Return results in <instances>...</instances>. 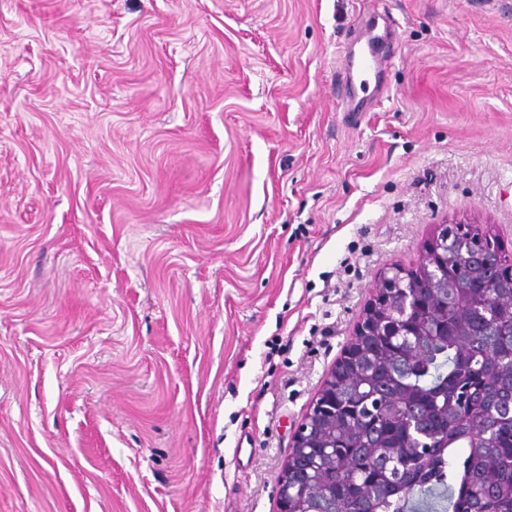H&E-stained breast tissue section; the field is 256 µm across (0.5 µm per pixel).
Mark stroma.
<instances>
[{"mask_svg": "<svg viewBox=\"0 0 512 512\" xmlns=\"http://www.w3.org/2000/svg\"><path fill=\"white\" fill-rule=\"evenodd\" d=\"M444 222L512 255V0H0V512H276ZM364 52L360 57V72L363 75L368 74L373 68L379 55L382 36L376 32L374 25L368 27L362 35Z\"/></svg>", "mask_w": 512, "mask_h": 512, "instance_id": "obj_1", "label": "stroma"}]
</instances>
